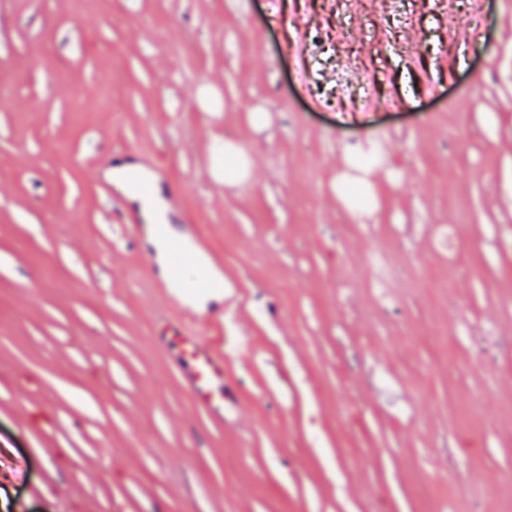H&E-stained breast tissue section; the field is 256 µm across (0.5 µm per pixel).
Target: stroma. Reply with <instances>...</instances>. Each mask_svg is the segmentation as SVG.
<instances>
[{
    "instance_id": "stroma-1",
    "label": "stroma",
    "mask_w": 512,
    "mask_h": 512,
    "mask_svg": "<svg viewBox=\"0 0 512 512\" xmlns=\"http://www.w3.org/2000/svg\"><path fill=\"white\" fill-rule=\"evenodd\" d=\"M387 12L0 0V512H512V0ZM345 27L388 108L312 94ZM116 148L245 290L235 431L150 344Z\"/></svg>"
}]
</instances>
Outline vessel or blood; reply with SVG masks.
<instances>
[{
	"instance_id": "1",
	"label": "vessel or blood",
	"mask_w": 512,
	"mask_h": 512,
	"mask_svg": "<svg viewBox=\"0 0 512 512\" xmlns=\"http://www.w3.org/2000/svg\"><path fill=\"white\" fill-rule=\"evenodd\" d=\"M166 260L175 277L159 284L158 295L170 314L155 325L152 339L172 351L171 365L182 390L215 427L227 425L241 404L230 362L254 353L251 336L225 342L224 318L236 315L242 290L225 279V257L210 237L186 217L167 244Z\"/></svg>"
}]
</instances>
